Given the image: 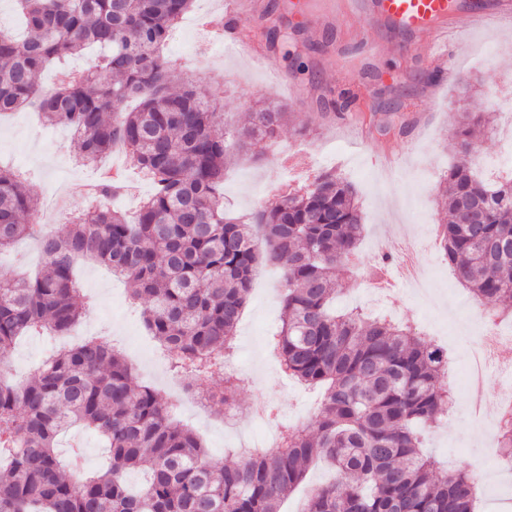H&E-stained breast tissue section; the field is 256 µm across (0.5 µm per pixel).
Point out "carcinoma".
Instances as JSON below:
<instances>
[{"label": "carcinoma", "instance_id": "1", "mask_svg": "<svg viewBox=\"0 0 512 512\" xmlns=\"http://www.w3.org/2000/svg\"><path fill=\"white\" fill-rule=\"evenodd\" d=\"M13 2L27 36L0 28V115L34 107L45 123L69 127L85 165L120 142L156 186L130 220L104 183L97 204L38 240L39 273L0 281V354L33 332H70L88 304L76 270L92 260L149 302L144 325L170 371L203 384L233 354L263 256L285 263L283 324L268 347L318 394V429L285 425L274 449L226 448L228 463L216 469L165 395L133 387L125 356L89 340L20 385L0 374V512H281L320 459L336 476L309 490L304 512H476L470 472L442 471L422 449V429L452 403L448 355L410 325L333 307L336 271L358 255L362 236L353 188L323 172L246 223L224 210L234 153L218 129L223 103L162 54L194 0ZM88 49L98 56L82 74L64 70L56 86H40L47 67ZM287 120L279 105L258 109L238 129V148L270 145ZM484 123L480 112L459 113L437 243L476 299L512 309V251L498 252L512 243V178L477 174L473 135ZM37 216L22 175L0 165V252L33 237ZM74 426L104 441L106 470L74 478L62 466L57 437ZM498 448L512 463V411L501 416ZM134 469L146 473L137 488L125 480Z\"/></svg>", "mask_w": 512, "mask_h": 512}]
</instances>
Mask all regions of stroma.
I'll use <instances>...</instances> for the list:
<instances>
[{
    "instance_id": "1",
    "label": "stroma",
    "mask_w": 512,
    "mask_h": 512,
    "mask_svg": "<svg viewBox=\"0 0 512 512\" xmlns=\"http://www.w3.org/2000/svg\"><path fill=\"white\" fill-rule=\"evenodd\" d=\"M293 2L279 0L282 26L302 28L311 42L322 41L328 33L333 36L321 50L305 54L308 72L292 66L285 46L269 51L259 12L247 9L237 22L241 38L255 50L270 53L283 82H273L260 63L219 44L199 50L206 32L186 18L175 26L167 44V55L184 73L223 95L225 130L246 123L263 101L286 106L290 112L277 144L266 148L261 159L248 154L234 157L224 177V205L245 217L274 203L279 182L287 178L279 160L290 152L303 157L305 180L329 170L340 174L354 188L363 212L361 263L338 272L340 308L351 305L371 280V265L384 248L404 239L417 241L425 262L434 269L429 298L400 289L368 311L410 324L446 348L454 405L446 428L427 433L425 450L451 468L494 471V481L482 491L480 512H512V472L483 457L486 443L481 432L498 417L496 375H489L480 387L485 395L480 424H473L468 413L471 390L465 375L484 328L480 312L485 304L455 280L435 243L438 225L448 220L438 204V192L457 157L452 132L465 86L477 88L469 108L493 117L492 129L479 136L477 149L485 164L483 178L498 179L494 164L503 138L512 135V97H504L499 84L500 78H512V13L502 12L501 0H458L448 24L453 51L443 57L415 52L420 35L357 13L347 0H312L305 13ZM477 9L482 12L478 18L473 15ZM343 92L356 94L357 100L350 110L339 112L330 103ZM0 161L23 174L41 208L50 199L70 196L73 186L94 177L92 167L78 163L73 135L62 126H43L31 109L0 121ZM260 270L233 338L232 369L245 374L237 409L248 413L255 397L262 395L281 405L288 425L309 426L317 406L315 394L283 370L262 362L267 337L280 323L281 303L271 286L282 270L266 261ZM79 280L90 302L78 331L107 337L134 365L138 383L166 389L171 375L157 371V341L144 327L143 302L131 300L125 280L98 264L83 266ZM224 413V405L213 402L201 415L191 410L179 413L217 466L225 462V448L240 446L260 430L248 421L237 430L225 429Z\"/></svg>"
}]
</instances>
